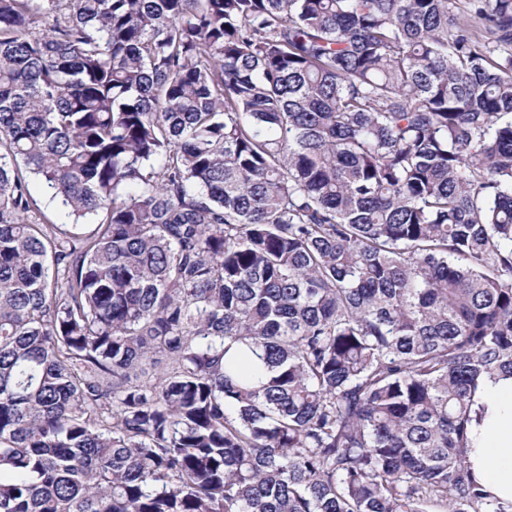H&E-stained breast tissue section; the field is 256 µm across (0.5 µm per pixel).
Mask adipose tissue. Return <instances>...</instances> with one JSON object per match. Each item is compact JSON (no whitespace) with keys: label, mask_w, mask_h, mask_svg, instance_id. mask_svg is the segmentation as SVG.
I'll list each match as a JSON object with an SVG mask.
<instances>
[{"label":"adipose tissue","mask_w":512,"mask_h":512,"mask_svg":"<svg viewBox=\"0 0 512 512\" xmlns=\"http://www.w3.org/2000/svg\"><path fill=\"white\" fill-rule=\"evenodd\" d=\"M468 459L491 495L512 502V377L484 378L473 397Z\"/></svg>","instance_id":"adipose-tissue-1"}]
</instances>
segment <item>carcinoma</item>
<instances>
[{
    "label": "carcinoma",
    "instance_id": "cac0c4a2",
    "mask_svg": "<svg viewBox=\"0 0 512 512\" xmlns=\"http://www.w3.org/2000/svg\"><path fill=\"white\" fill-rule=\"evenodd\" d=\"M492 376L512 0H0V512H512ZM468 459L491 495L512 502V377L484 378L473 397ZM476 412V413H475Z\"/></svg>",
    "mask_w": 512,
    "mask_h": 512
}]
</instances>
